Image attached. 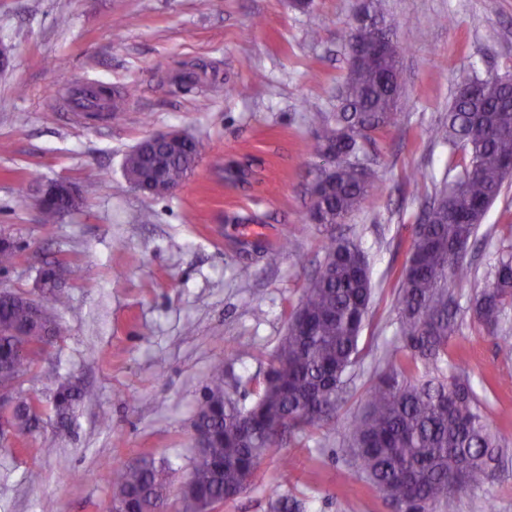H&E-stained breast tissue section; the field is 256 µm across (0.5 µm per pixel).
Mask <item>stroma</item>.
<instances>
[{"mask_svg": "<svg viewBox=\"0 0 512 512\" xmlns=\"http://www.w3.org/2000/svg\"><path fill=\"white\" fill-rule=\"evenodd\" d=\"M401 42L399 120L360 161L377 179L374 200L346 223L307 219L309 188L325 167L315 150L317 115L336 109L346 73L343 33L356 0H0V236L18 247L0 288L40 296L49 261L67 269L63 335L35 358L18 389L37 399L40 425L0 442V512H110L102 462L143 459L169 467L171 512L195 452L194 416L216 359L225 388L253 400L286 333L288 317L318 271L329 237L356 241L375 288L369 346L341 403L360 414L377 359L396 342L398 275L413 230L462 156L430 132L443 123L458 83L472 74L512 77V0H385ZM453 15L450 26L435 24ZM316 70L318 81L307 73ZM135 92L121 122L78 112L91 83ZM181 131L206 153L173 192L150 195L127 180L126 154L142 138ZM243 170L232 181L228 170ZM419 173L416 182L407 172ZM72 184L80 203L53 230L37 199ZM148 222H136L139 213ZM289 246L277 265L266 252ZM512 249V180L486 213L455 289L460 331L454 359L477 393L512 357L473 320L471 298L499 253ZM50 374L83 388L66 420L43 386ZM335 426L283 437L249 490L217 512H393L341 451ZM41 474L39 483L25 479ZM460 512H512V459L490 485L465 490Z\"/></svg>", "mask_w": 512, "mask_h": 512, "instance_id": "35a3bbf8", "label": "stroma"}]
</instances>
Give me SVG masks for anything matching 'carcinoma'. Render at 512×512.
<instances>
[{
	"label": "carcinoma",
	"mask_w": 512,
	"mask_h": 512,
	"mask_svg": "<svg viewBox=\"0 0 512 512\" xmlns=\"http://www.w3.org/2000/svg\"><path fill=\"white\" fill-rule=\"evenodd\" d=\"M374 31L359 22L349 26L343 42L365 44ZM400 49L378 62L363 54L347 67L336 112L322 118L317 152L336 144V171L315 187L314 208L323 224H340L374 196V182L362 183L354 158L365 144L398 119V99L389 75L398 70ZM114 121L123 119L128 92L112 90L104 98ZM436 140L462 152L458 177L443 186L416 227L403 265L396 301L398 344L383 351L376 381L367 392V409L346 421L339 403L347 375L360 359L359 342L371 312L373 288L364 251L354 241L330 237L321 273L304 287L291 314L273 364L256 383L255 400L239 404L224 389V361L213 364L212 377L195 411L196 421L211 430L202 463H192V489L182 499L183 512H204L222 500L243 494L247 474L256 476L264 458L287 433L343 424L346 452L359 473L400 512H459L460 494L495 480L508 455L496 437L488 400L480 399L470 380L449 366V348L459 332L451 289L463 285L468 269L465 248L479 223L465 224L450 208L466 212L476 204L490 208L500 196L506 175L502 163L512 158V80L473 75L448 108L447 122L434 128ZM204 149L186 139L176 151L143 138L126 155L125 175L142 181L158 164L166 184L178 186L197 165ZM71 211L60 198L44 208L42 220L52 230ZM63 272L44 270L42 284L58 303ZM512 308V252L498 257L486 285L471 307L473 319L493 330ZM37 330L46 344L62 335L51 309L34 315L19 293L0 296V385L15 386L30 359L20 354L23 333ZM55 391L54 408L63 415L85 393L46 378ZM115 498L126 512H144L169 495L163 471L142 466L105 465Z\"/></svg>",
	"instance_id": "carcinoma-1"
}]
</instances>
